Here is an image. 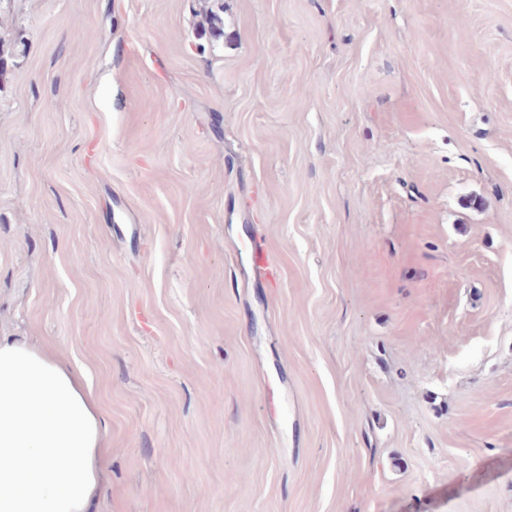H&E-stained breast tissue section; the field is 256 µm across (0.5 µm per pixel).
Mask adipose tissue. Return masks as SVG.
<instances>
[{
	"mask_svg": "<svg viewBox=\"0 0 512 512\" xmlns=\"http://www.w3.org/2000/svg\"><path fill=\"white\" fill-rule=\"evenodd\" d=\"M103 428L79 371L0 337V512H91L105 476Z\"/></svg>",
	"mask_w": 512,
	"mask_h": 512,
	"instance_id": "ef3b65f1",
	"label": "adipose tissue"
}]
</instances>
